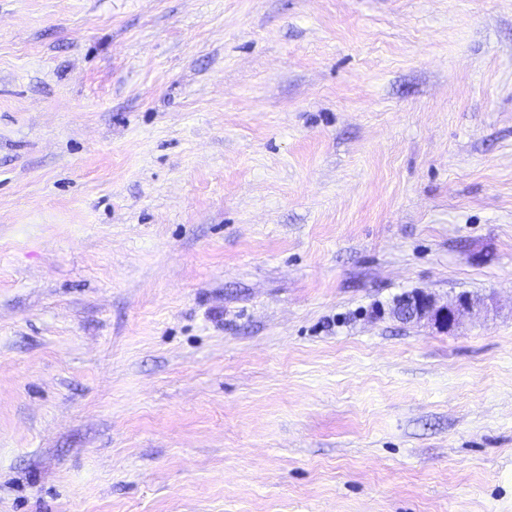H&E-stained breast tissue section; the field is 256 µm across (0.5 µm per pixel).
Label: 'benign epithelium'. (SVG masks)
Segmentation results:
<instances>
[{
  "instance_id": "obj_1",
  "label": "benign epithelium",
  "mask_w": 512,
  "mask_h": 512,
  "mask_svg": "<svg viewBox=\"0 0 512 512\" xmlns=\"http://www.w3.org/2000/svg\"><path fill=\"white\" fill-rule=\"evenodd\" d=\"M401 307L404 319L409 323L451 331L459 324L463 314L481 309L485 307V303L466 294L456 296L451 302L442 303L429 292L417 291L409 294Z\"/></svg>"
}]
</instances>
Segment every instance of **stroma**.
<instances>
[{
  "mask_svg": "<svg viewBox=\"0 0 512 512\" xmlns=\"http://www.w3.org/2000/svg\"><path fill=\"white\" fill-rule=\"evenodd\" d=\"M0 512H512V0H0ZM485 305V302L475 301L466 294L456 296L451 302L441 303L432 293L417 291L409 294L400 306L404 308L406 322L451 331L459 324L463 314L484 308Z\"/></svg>",
  "mask_w": 512,
  "mask_h": 512,
  "instance_id": "35a3bbf8",
  "label": "stroma"
}]
</instances>
